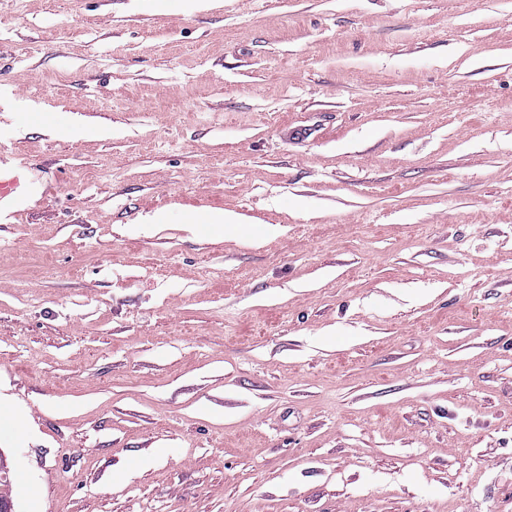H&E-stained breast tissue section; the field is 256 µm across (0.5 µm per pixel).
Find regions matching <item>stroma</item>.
Wrapping results in <instances>:
<instances>
[{"label": "stroma", "instance_id": "stroma-1", "mask_svg": "<svg viewBox=\"0 0 512 512\" xmlns=\"http://www.w3.org/2000/svg\"><path fill=\"white\" fill-rule=\"evenodd\" d=\"M0 145L16 512H512V0H0ZM187 224H204L209 231L221 233L224 236H237L248 232L244 224H238L232 216L224 212H212L202 216L191 215L187 218Z\"/></svg>", "mask_w": 512, "mask_h": 512}]
</instances>
